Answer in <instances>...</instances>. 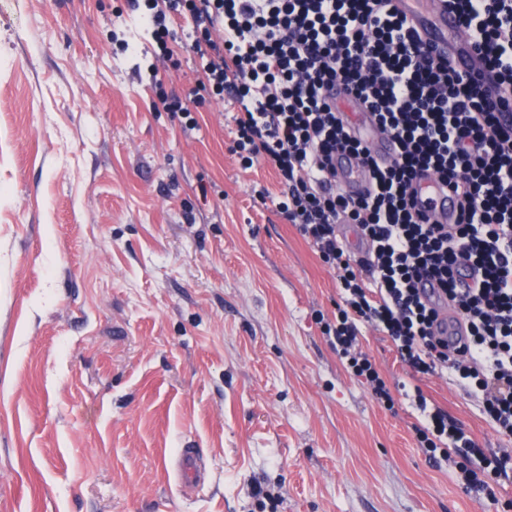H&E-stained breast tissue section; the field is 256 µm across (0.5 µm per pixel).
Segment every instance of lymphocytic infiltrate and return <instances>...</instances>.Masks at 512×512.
Here are the masks:
<instances>
[{"instance_id": "1", "label": "lymphocytic infiltrate", "mask_w": 512, "mask_h": 512, "mask_svg": "<svg viewBox=\"0 0 512 512\" xmlns=\"http://www.w3.org/2000/svg\"><path fill=\"white\" fill-rule=\"evenodd\" d=\"M484 68L433 61L397 0H144L161 55H171L168 16L180 18L197 58L201 93L237 105L230 150L244 167L279 176L278 213L317 250L342 290L327 342L393 409L391 389L359 350L358 322L394 344L412 376L453 373L494 430L512 439V0H448ZM340 86L397 144L378 166L353 121L325 91ZM354 157L369 188L336 184V156ZM435 174L457 196L454 223L429 221L433 200L415 186ZM369 244L355 257L336 228ZM417 443L440 456L476 498L512 480V455H487L475 437L415 393Z\"/></svg>"}]
</instances>
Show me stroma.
I'll list each match as a JSON object with an SVG mask.
<instances>
[{
	"instance_id": "1",
	"label": "stroma",
	"mask_w": 512,
	"mask_h": 512,
	"mask_svg": "<svg viewBox=\"0 0 512 512\" xmlns=\"http://www.w3.org/2000/svg\"><path fill=\"white\" fill-rule=\"evenodd\" d=\"M155 48L130 0H0V512H496L429 462L410 394L512 441L369 324L393 410L345 370L335 271L229 152L230 102L188 132L153 110L197 79ZM177 468L184 483L199 482L202 479L201 466L192 448H184L179 456Z\"/></svg>"
}]
</instances>
